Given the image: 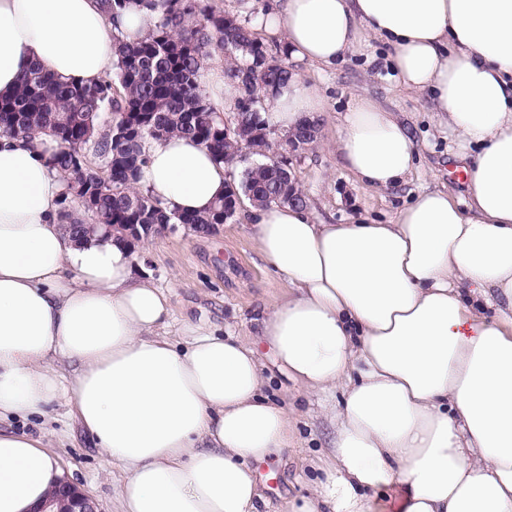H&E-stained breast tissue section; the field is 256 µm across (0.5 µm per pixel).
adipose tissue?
Listing matches in <instances>:
<instances>
[{"label":"adipose tissue","instance_id":"obj_1","mask_svg":"<svg viewBox=\"0 0 512 512\" xmlns=\"http://www.w3.org/2000/svg\"><path fill=\"white\" fill-rule=\"evenodd\" d=\"M133 0L111 26L97 0H0V95L31 65L78 84L111 73L115 38L144 35ZM254 25L323 68L365 38L391 47L463 149V196L424 190L393 223L320 224L307 207L254 206L265 262L289 283L262 341L288 378L327 396L330 450L294 512H512V0H282ZM293 79L265 118L293 130L323 111ZM50 139L0 136V419L46 417L57 399L124 475L118 512H272L252 465L292 448L287 408L262 393L253 344L209 324L170 335L166 292L135 277L118 237L75 238L59 220ZM336 152L361 185L414 166L399 117L359 97ZM140 183L165 206L205 211L225 170L196 142H152ZM64 476L41 437L0 428V512H32Z\"/></svg>","mask_w":512,"mask_h":512}]
</instances>
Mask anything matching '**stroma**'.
<instances>
[{
    "mask_svg": "<svg viewBox=\"0 0 512 512\" xmlns=\"http://www.w3.org/2000/svg\"><path fill=\"white\" fill-rule=\"evenodd\" d=\"M293 66L303 81L319 88L325 102L324 111L317 115L316 144L289 158L298 186L320 222L346 224L365 217L389 224L420 190L444 188L455 195L462 193L463 176L449 161L458 147L455 136L430 112L423 96L399 86L386 46L367 39L333 69L298 60ZM362 96L397 113L409 124L417 143L415 168L403 185L389 191L357 183L336 153L342 115L354 98ZM254 236L243 211L213 235L180 229L153 238L138 255L136 272L170 293L177 322L203 320L223 328L225 334L252 339L260 333L267 304L286 298L290 291L287 280L261 257ZM259 364L264 394L288 407L297 419V448L255 466L273 506L279 512H290L292 505L310 494L318 473L305 461L329 447L332 428L316 399L278 372L267 347L259 349ZM50 413L49 423L32 418L13 421L12 426L42 433L60 464L72 472L74 482L93 498L97 512H114L117 480L105 455L93 448L65 401L55 402Z\"/></svg>",
    "mask_w": 512,
    "mask_h": 512,
    "instance_id": "1",
    "label": "stroma"
}]
</instances>
